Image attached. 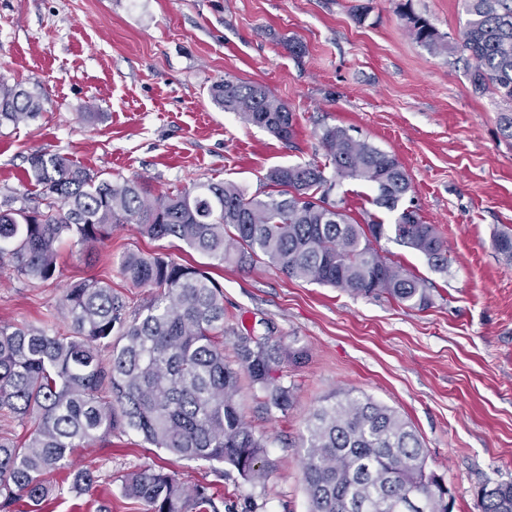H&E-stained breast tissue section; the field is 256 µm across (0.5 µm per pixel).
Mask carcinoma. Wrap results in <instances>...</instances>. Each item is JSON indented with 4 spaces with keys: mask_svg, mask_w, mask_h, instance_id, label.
<instances>
[{
    "mask_svg": "<svg viewBox=\"0 0 512 512\" xmlns=\"http://www.w3.org/2000/svg\"><path fill=\"white\" fill-rule=\"evenodd\" d=\"M459 38L449 40L414 15L412 34L431 50L474 62L476 90L493 88L512 100V0H467ZM227 112L290 145L296 117L258 84L232 76L212 88ZM44 98L0 84V126L35 118ZM320 140L332 165L278 166L274 190L245 196L228 182H208L148 199L133 179L104 178L67 157L36 151L27 158L38 204L0 202V269L28 283L60 274L59 246L90 257L116 224H133L151 239L174 237L212 267L264 261L288 278L341 288L355 296L386 295L424 310L426 281L379 246L384 225L358 224L344 201L329 200L341 180L367 182L374 203L396 214V240L448 272L446 246L434 225L400 208L411 180L398 159L347 129L325 126ZM123 278L152 290L132 309L107 283L84 279L62 296L66 325H0V416L27 429L16 441L0 433V512L27 500L32 512L63 494L50 478L71 471L69 490L91 493L92 468H76L74 452L119 431L136 432L180 458L227 464L248 480L265 476L266 445L245 420L242 377L260 391V407L285 416L293 387L276 376L303 350L239 338L235 359L224 356V292L205 269L160 254L128 250ZM304 481L309 512H448V488L426 472L420 437L395 409L351 390L315 409L307 424ZM122 492L147 512H220L204 486L145 466L127 474ZM483 512H512V484L481 491Z\"/></svg>",
    "mask_w": 512,
    "mask_h": 512,
    "instance_id": "1",
    "label": "carcinoma"
}]
</instances>
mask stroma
I'll use <instances>...</instances> for the list:
<instances>
[{
	"instance_id": "obj_1",
	"label": "stroma",
	"mask_w": 512,
	"mask_h": 512,
	"mask_svg": "<svg viewBox=\"0 0 512 512\" xmlns=\"http://www.w3.org/2000/svg\"><path fill=\"white\" fill-rule=\"evenodd\" d=\"M357 5L364 21L353 17ZM411 13L453 38L467 20L464 0H0V82L45 99L36 118L0 126V199L34 194L26 158L37 150L140 181L155 196L208 181L258 195L270 169L325 161L320 130L336 125L399 160L412 184L403 206L435 225L448 247L440 274L390 231L380 241L430 283L433 303L423 311L290 279L263 263L212 269L229 326L306 353L281 367L295 391L288 415L263 413L251 394L242 399L266 442V478L247 481L230 466L116 432L74 453L76 466L98 471L97 490L65 493L48 512H97L103 503L144 512L121 491L123 477L144 466L207 486L221 512H308L306 422L341 390L394 408L414 427L450 512H482L481 488L512 482V262L494 246L497 233L512 232V139L502 131L512 100L475 92L470 61L417 43ZM228 75L265 86L294 112V147L212 99ZM375 196L351 179L331 194L356 222L390 228L395 215ZM129 249L206 263L177 239L120 224L92 260L61 245L56 280L30 285L0 273V324L63 323V291L85 278L145 304L150 289L119 272Z\"/></svg>"
}]
</instances>
